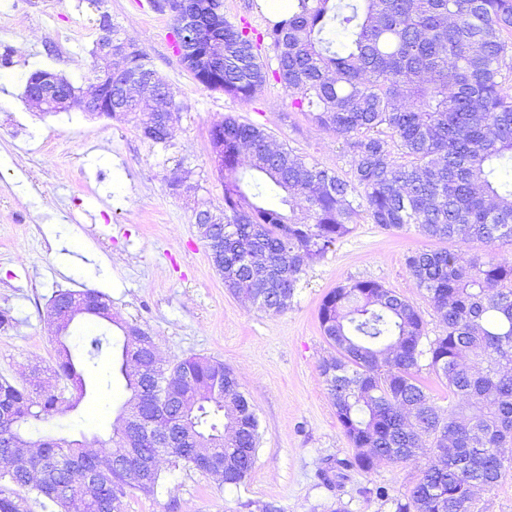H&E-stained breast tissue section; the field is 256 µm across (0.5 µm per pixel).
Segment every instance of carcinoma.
Here are the masks:
<instances>
[{"label": "carcinoma", "instance_id": "carcinoma-1", "mask_svg": "<svg viewBox=\"0 0 512 512\" xmlns=\"http://www.w3.org/2000/svg\"><path fill=\"white\" fill-rule=\"evenodd\" d=\"M224 57L185 67L207 89L254 97L274 79L319 128L332 131L349 157V175L274 147L266 129L232 115L210 130L224 178V235L207 252L232 294H244L274 314L291 306L306 269L365 216L384 229L413 225L430 240L478 241L486 260L468 263L448 250H419L407 258L444 331L425 339L417 308L391 289L355 280L330 290L318 319L336 351L320 374L336 418L355 449L336 461V477L375 463L417 462L409 495L376 496L394 512H474L477 491L495 486L512 466V0H288L280 19L254 33L224 17L211 0L204 19ZM273 56L265 59L262 53ZM123 79L142 93L159 86L147 54L124 57ZM141 98L115 100L114 113L139 112ZM166 146L173 127L158 118L140 130ZM93 294L86 315L116 326L123 340L83 337L88 359L112 349L108 375L123 383L120 412L148 410L158 427L181 428L168 453L201 471L224 470V485L249 476L259 441L258 419L235 371L204 357L161 367L153 336L112 315L105 295L85 289L54 296L47 315L65 297ZM75 318L57 329L52 369L78 391L70 399L52 390L0 383V454L26 439L25 427L75 407L86 386L69 346ZM135 355L153 376L128 370ZM457 397L443 410L419 379L422 361ZM440 448L455 454L441 455ZM86 457L79 440L43 448L46 470L15 468L0 485V512H27L21 492L36 493L69 512V496L85 512H114L134 491L156 495L161 469L129 478L113 453L90 460L97 476L76 482L74 464Z\"/></svg>", "mask_w": 512, "mask_h": 512}]
</instances>
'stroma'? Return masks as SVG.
I'll return each mask as SVG.
<instances>
[{
  "instance_id": "35a3bbf8",
  "label": "stroma",
  "mask_w": 512,
  "mask_h": 512,
  "mask_svg": "<svg viewBox=\"0 0 512 512\" xmlns=\"http://www.w3.org/2000/svg\"><path fill=\"white\" fill-rule=\"evenodd\" d=\"M144 50L182 110L168 148L151 145L139 117L87 112L99 37V11ZM47 69L68 79L79 100L66 111L39 112L23 98L28 75ZM265 128L274 141L320 166L346 173L334 134L292 111L277 82L250 99L204 88L173 49V21L151 0H0V310L15 320L0 331V380L30 384L32 369L52 389L57 359L46 311L57 292L95 289L117 318L149 330L164 367L209 357L236 372L259 421L253 469L240 486L175 465L164 457V490L123 501L122 512H393L375 487L408 494L419 467L376 463L370 472L325 479L329 462L352 456L320 375L333 355L318 321L323 297L350 280L395 290L420 311L427 337L443 325L417 288L406 258L435 244L414 227L389 231L360 222L303 275L287 311L272 314L229 293L212 266L195 212L222 213L224 180L209 131L224 115ZM186 178L187 187L174 184ZM463 258L485 256L477 241H442ZM87 394L65 415L30 426L28 437L98 439L111 446L124 401L104 364L84 369Z\"/></svg>"
}]
</instances>
